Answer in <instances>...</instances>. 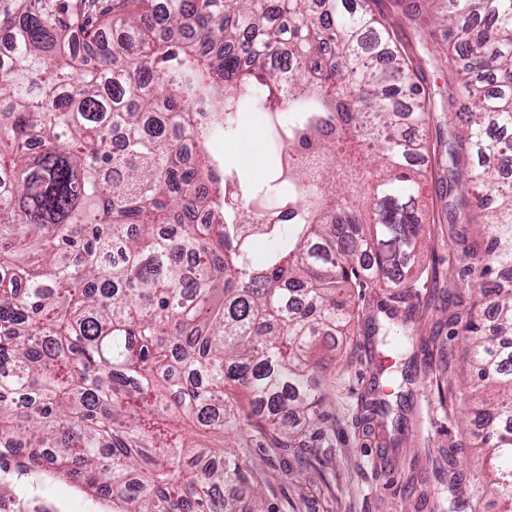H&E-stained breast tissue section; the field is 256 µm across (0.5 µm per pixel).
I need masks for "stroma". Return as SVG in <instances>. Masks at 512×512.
<instances>
[{"instance_id":"stroma-1","label":"stroma","mask_w":512,"mask_h":512,"mask_svg":"<svg viewBox=\"0 0 512 512\" xmlns=\"http://www.w3.org/2000/svg\"><path fill=\"white\" fill-rule=\"evenodd\" d=\"M386 25L394 50L408 62L428 96L422 130L428 151L422 200L426 252L422 275L405 303L410 338L402 354L414 379L398 423L363 431L356 418L360 400L377 371L371 334L389 326L379 309L385 288L363 291L351 334L336 340L335 376L328 387L323 452L312 467L299 469L292 456L268 459L255 440L246 454L262 472L264 512H498L485 482L486 451L471 422L475 396L469 388L472 368L460 353L449 317L481 313L469 288L480 268L477 253L486 246L483 218L452 186L448 150L460 126L459 112L468 93L450 59L448 34L438 24L447 0H368ZM264 121L240 112L235 130L218 145L226 162L250 180H264L273 153L262 130ZM0 498L13 512H112L63 478H47L38 489L0 485Z\"/></svg>"}]
</instances>
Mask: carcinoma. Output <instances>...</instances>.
Returning a JSON list of instances; mask_svg holds the SVG:
<instances>
[{
    "mask_svg": "<svg viewBox=\"0 0 512 512\" xmlns=\"http://www.w3.org/2000/svg\"><path fill=\"white\" fill-rule=\"evenodd\" d=\"M472 107L462 183L493 261L459 332L492 397L474 423L512 512V0H448ZM117 26L122 33L108 38ZM0 468L61 474L112 512H239L236 448L318 456L352 289L421 267L425 91L365 2L0 0ZM288 113V171L217 167L234 116ZM282 197L272 224L244 203ZM363 420L388 418L373 399ZM211 433L235 443L197 445Z\"/></svg>",
    "mask_w": 512,
    "mask_h": 512,
    "instance_id": "obj_1",
    "label": "carcinoma"
}]
</instances>
